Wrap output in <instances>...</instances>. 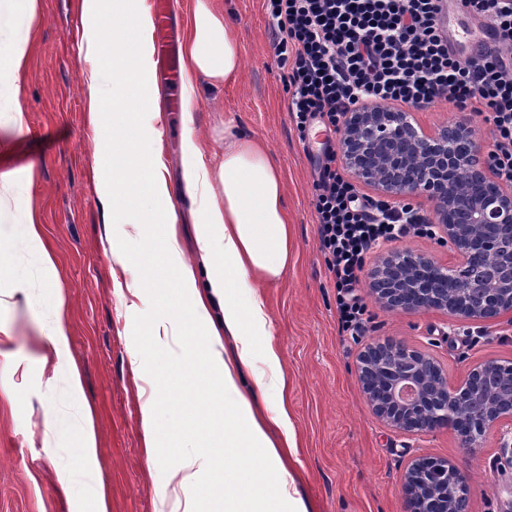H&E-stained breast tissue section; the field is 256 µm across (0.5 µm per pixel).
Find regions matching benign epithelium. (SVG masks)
Listing matches in <instances>:
<instances>
[{"instance_id": "1", "label": "benign epithelium", "mask_w": 512, "mask_h": 512, "mask_svg": "<svg viewBox=\"0 0 512 512\" xmlns=\"http://www.w3.org/2000/svg\"><path fill=\"white\" fill-rule=\"evenodd\" d=\"M411 113L367 104L345 114L339 149L346 168L388 200L432 203L420 233L446 244L456 262L390 250L370 275L387 308L438 309L478 324L512 314V185L487 162V150L462 116L434 132L417 130ZM358 378L374 415L413 435L441 427L467 448L498 436L512 458V363L489 358L451 382L433 357L400 342L367 344ZM461 490L448 504V486ZM466 480L446 459L418 458L405 474L406 512H469Z\"/></svg>"}]
</instances>
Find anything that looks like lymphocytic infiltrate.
Segmentation results:
<instances>
[{
    "mask_svg": "<svg viewBox=\"0 0 512 512\" xmlns=\"http://www.w3.org/2000/svg\"><path fill=\"white\" fill-rule=\"evenodd\" d=\"M279 66L288 68V110L299 132L312 122L337 130L364 104L422 109L448 103L485 115L488 161L512 184V0H470L499 34L495 55L448 51L434 0H264ZM320 247L336 282L342 331L358 335L365 305L356 292L367 253L406 237L423 218L411 204L360 193L337 166L333 146L315 159Z\"/></svg>",
    "mask_w": 512,
    "mask_h": 512,
    "instance_id": "f902f5d3",
    "label": "lymphocytic infiltrate"
}]
</instances>
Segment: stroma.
I'll return each mask as SVG.
<instances>
[{
	"label": "stroma",
	"mask_w": 512,
	"mask_h": 512,
	"mask_svg": "<svg viewBox=\"0 0 512 512\" xmlns=\"http://www.w3.org/2000/svg\"><path fill=\"white\" fill-rule=\"evenodd\" d=\"M79 0H40L41 22L33 31L32 61L19 81L25 125H0V140L18 149L10 163L33 164L30 194L40 208L43 238L59 272L66 302L70 353L83 375V395L95 408L97 462L85 465L77 453V412L67 405L66 379L40 359L43 310L27 295L46 285L34 258L19 245L21 226L13 206H0V321L10 323L14 341L0 356V512H70V499L57 474L69 469L82 512H94L98 487H105L110 512H169L161 493L169 477L142 442L141 406L155 400L151 377L135 379V315L148 310V296L129 303L115 288L112 247L133 240L130 225L106 237L92 171L95 155L83 97L84 67L76 46L82 37ZM237 33L245 65L228 85L194 80L185 112L149 113L136 122L146 136H160L162 159L176 201L184 258L198 256L194 211L184 192L183 143L187 128L212 150L224 145V115L237 129L268 147L282 173L293 250L286 273L260 284L258 293L272 320L271 337H257L252 362L240 379L243 393L263 382L270 397L286 393L296 441L288 471L309 512H404V474L420 457L448 459L467 477L469 512H512V465L502 458L495 437L482 447H462L448 428L421 436L396 432L378 420L363 395L357 359L366 344L392 340L429 351L449 380L476 362L494 357L512 361V323L507 318L476 324L471 334L451 326L446 313L385 309L368 283L359 293L367 309L361 336L341 333L336 287L329 274L315 225L314 141H302L288 112L287 72L271 48L270 19L263 0H221ZM192 126H185V117ZM27 269L26 291H14L7 273ZM280 363L271 366L266 344ZM56 408L61 425L46 423Z\"/></svg>",
	"instance_id": "35a3bbf8"
}]
</instances>
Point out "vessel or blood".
Segmentation results:
<instances>
[{
    "instance_id": "b4317fda",
    "label": "vessel or blood",
    "mask_w": 512,
    "mask_h": 512,
    "mask_svg": "<svg viewBox=\"0 0 512 512\" xmlns=\"http://www.w3.org/2000/svg\"><path fill=\"white\" fill-rule=\"evenodd\" d=\"M440 7V20L448 34L450 48L462 51L464 56H475L494 48L499 35L496 30L486 28L476 30L468 24V17L474 16L475 11L468 0H436ZM168 0H155V32L158 51L164 52L166 62L171 71H178L179 56L174 41L168 29L169 20Z\"/></svg>"
}]
</instances>
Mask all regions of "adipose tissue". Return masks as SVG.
<instances>
[{
    "instance_id": "ef3b65f1",
    "label": "adipose tissue",
    "mask_w": 512,
    "mask_h": 512,
    "mask_svg": "<svg viewBox=\"0 0 512 512\" xmlns=\"http://www.w3.org/2000/svg\"><path fill=\"white\" fill-rule=\"evenodd\" d=\"M39 17L38 0H0V21L18 22L19 29L0 42V113L14 126L23 127L24 108L17 81L28 68L31 31ZM83 37L78 56L89 63L85 94L88 125L97 148L111 145L102 116L115 101L137 111L158 112L159 105L148 80L151 17L146 0H81L79 15ZM112 53L111 93H104L99 68L104 51ZM185 76H198L221 85L235 79L243 68L242 47L215 0H195L192 19L182 49ZM206 146L194 135L184 141V180L187 194L197 205L196 236L199 260L181 258L175 202L161 160L158 140L138 147L136 182L129 183L95 173L104 224H121L125 209L140 208L148 223L158 225L156 243L176 257L173 278L182 288L184 304L171 308L152 327L157 342H168L182 323L201 329L208 346L205 371L213 390L224 397V428L216 439L231 440L246 429L249 447L261 450L277 474V493L291 499L293 512H308L304 501L291 496V482L280 451L296 441L285 397L258 400L245 396L238 378L254 355V333L269 335L271 322L255 288L280 278L288 268L291 234L284 204V184L277 162L254 137L237 132L233 117L224 119V152L217 166L205 161ZM35 178L26 165L0 173V187L20 203L22 244L34 252L48 276L56 270L42 240L37 206L28 193ZM47 310L50 321L43 362L54 363L68 380L69 396L83 397L80 370L69 354V331L64 321V300L59 290L47 289L33 299ZM212 464L208 452L183 456L173 462L170 492L174 512H186L203 474Z\"/></svg>"
}]
</instances>
